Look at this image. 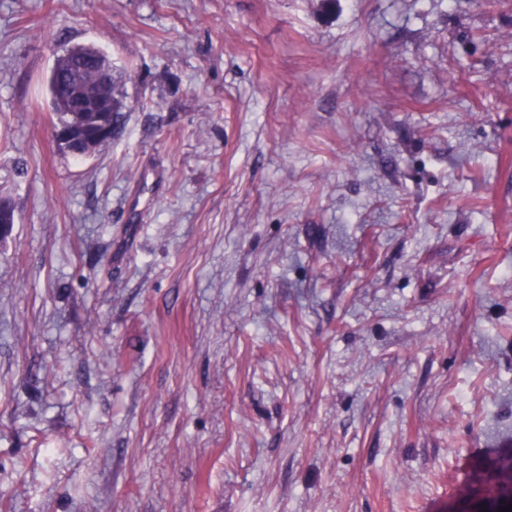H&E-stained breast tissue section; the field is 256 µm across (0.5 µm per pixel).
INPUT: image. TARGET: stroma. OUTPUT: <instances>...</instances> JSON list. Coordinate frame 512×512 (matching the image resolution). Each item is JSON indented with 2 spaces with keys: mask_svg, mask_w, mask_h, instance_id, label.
I'll return each mask as SVG.
<instances>
[{
  "mask_svg": "<svg viewBox=\"0 0 512 512\" xmlns=\"http://www.w3.org/2000/svg\"><path fill=\"white\" fill-rule=\"evenodd\" d=\"M0 193L9 512H445L512 450V0H0ZM99 54L100 51L92 47H75L57 59L54 69L49 78V89L52 96V103L55 109L56 123L54 126H63L74 129L76 141L62 149L75 156H88L94 153L100 146L108 142L104 137L97 134L100 116L97 112H110L104 98L94 97L77 90L72 95V107L68 110L61 102L65 96V87L68 79L78 78L84 85H95L98 80L97 72L85 69L84 56ZM105 56V55H103ZM72 111V112H69ZM107 95L112 103V116L108 119L113 124V136L116 135L121 127L123 114L125 112L126 104L124 102V94L120 86V78L112 76L107 87Z\"/></svg>",
  "mask_w": 512,
  "mask_h": 512,
  "instance_id": "stroma-1",
  "label": "stroma"
}]
</instances>
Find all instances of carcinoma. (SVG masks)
Segmentation results:
<instances>
[{
    "label": "carcinoma",
    "mask_w": 512,
    "mask_h": 512,
    "mask_svg": "<svg viewBox=\"0 0 512 512\" xmlns=\"http://www.w3.org/2000/svg\"><path fill=\"white\" fill-rule=\"evenodd\" d=\"M99 54L92 47H75L57 59L49 78V89L55 109L56 125L73 128L76 141L65 146L64 150L75 156H88L94 153L107 139L97 134L100 116L96 112H71L62 103L65 85L74 78L84 85L97 83L94 70L85 68L84 57ZM107 95L112 103V116L109 120L113 130L119 131L123 112L126 109L120 79H110ZM457 496L470 512H498L512 504V452L502 453L494 459L481 461L473 469L469 479L457 487Z\"/></svg>",
    "instance_id": "obj_1"
}]
</instances>
